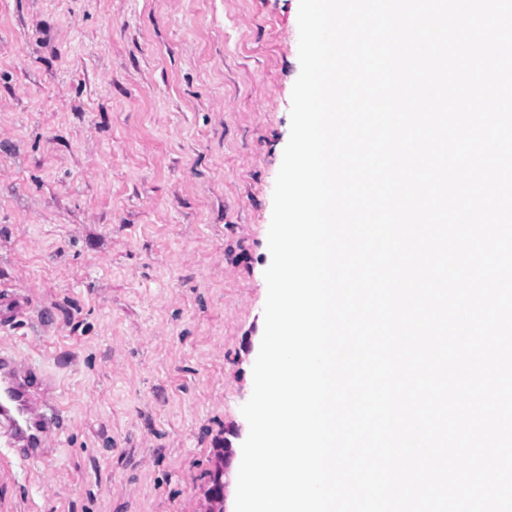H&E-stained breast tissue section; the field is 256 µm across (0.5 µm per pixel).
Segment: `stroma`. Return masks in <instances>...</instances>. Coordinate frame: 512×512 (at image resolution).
Returning <instances> with one entry per match:
<instances>
[{
    "label": "stroma",
    "instance_id": "stroma-1",
    "mask_svg": "<svg viewBox=\"0 0 512 512\" xmlns=\"http://www.w3.org/2000/svg\"><path fill=\"white\" fill-rule=\"evenodd\" d=\"M299 0H0V348L65 408L0 512H204L264 331ZM33 310V301L29 295L16 290L0 291V326H11L29 317Z\"/></svg>",
    "mask_w": 512,
    "mask_h": 512
}]
</instances>
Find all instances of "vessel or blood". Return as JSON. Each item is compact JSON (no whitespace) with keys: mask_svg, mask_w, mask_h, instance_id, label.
Returning <instances> with one entry per match:
<instances>
[{"mask_svg":"<svg viewBox=\"0 0 512 512\" xmlns=\"http://www.w3.org/2000/svg\"><path fill=\"white\" fill-rule=\"evenodd\" d=\"M32 310L30 296L0 291V326L26 319ZM63 425L51 379L0 349V441L15 448L22 463L44 466L48 463L45 443L58 437Z\"/></svg>","mask_w":512,"mask_h":512,"instance_id":"vessel-or-blood-1","label":"vessel or blood"}]
</instances>
